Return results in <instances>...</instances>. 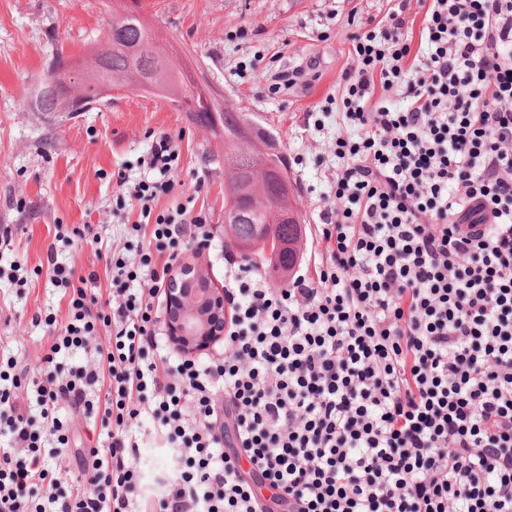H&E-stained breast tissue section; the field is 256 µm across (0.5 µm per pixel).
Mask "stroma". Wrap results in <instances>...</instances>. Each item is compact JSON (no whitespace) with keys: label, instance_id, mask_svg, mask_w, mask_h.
<instances>
[{"label":"stroma","instance_id":"1","mask_svg":"<svg viewBox=\"0 0 512 512\" xmlns=\"http://www.w3.org/2000/svg\"><path fill=\"white\" fill-rule=\"evenodd\" d=\"M154 39L173 47L189 66L204 69L224 104L245 112L275 142L288 164L306 227L307 250L318 246V207L336 166V115L341 76L354 67L351 37L361 21L385 16L387 0H143ZM117 0H0V358L13 357L39 373L49 347L43 315L65 320L67 304L40 269L48 245L78 273L102 272L94 254L135 260L129 222L112 215L129 182L154 180L139 159L165 134L180 150L176 175L215 228L217 246L202 264L214 287L224 285V141L192 115L129 87L87 112H41L36 81L56 51L76 55L106 28ZM313 61L287 90L274 74ZM62 231L54 240V231ZM152 418L139 424V465L151 479L174 466L171 448Z\"/></svg>","mask_w":512,"mask_h":512}]
</instances>
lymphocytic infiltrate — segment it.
I'll use <instances>...</instances> for the list:
<instances>
[{
    "label": "lymphocytic infiltrate",
    "instance_id": "obj_1",
    "mask_svg": "<svg viewBox=\"0 0 512 512\" xmlns=\"http://www.w3.org/2000/svg\"><path fill=\"white\" fill-rule=\"evenodd\" d=\"M392 2L352 37L315 273L276 288L225 256L223 357L154 355L173 261L214 240L203 213L155 209L168 137L159 180L120 197L138 259L106 256L107 304L48 252L68 318L45 320L42 376L0 368V512H512V0ZM64 404L109 439L68 484L39 464L69 452ZM145 415L176 455L148 498Z\"/></svg>",
    "mask_w": 512,
    "mask_h": 512
}]
</instances>
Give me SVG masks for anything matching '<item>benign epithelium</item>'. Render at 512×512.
<instances>
[{
    "instance_id": "obj_1",
    "label": "benign epithelium",
    "mask_w": 512,
    "mask_h": 512,
    "mask_svg": "<svg viewBox=\"0 0 512 512\" xmlns=\"http://www.w3.org/2000/svg\"><path fill=\"white\" fill-rule=\"evenodd\" d=\"M287 242H270L256 237L244 244L246 249L286 250ZM166 313L169 340L184 354H195L223 340L224 332L215 330L214 321L224 317V290L213 286L205 267L189 258L179 261L168 278Z\"/></svg>"
}]
</instances>
